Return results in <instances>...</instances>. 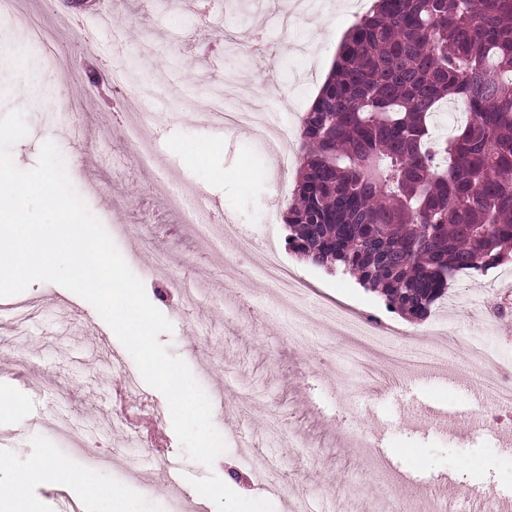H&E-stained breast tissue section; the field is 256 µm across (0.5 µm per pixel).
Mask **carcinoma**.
<instances>
[{"mask_svg":"<svg viewBox=\"0 0 512 512\" xmlns=\"http://www.w3.org/2000/svg\"><path fill=\"white\" fill-rule=\"evenodd\" d=\"M455 103L471 115L436 137ZM286 245L414 321L512 257V0H377L304 113Z\"/></svg>","mask_w":512,"mask_h":512,"instance_id":"carcinoma-1","label":"carcinoma"}]
</instances>
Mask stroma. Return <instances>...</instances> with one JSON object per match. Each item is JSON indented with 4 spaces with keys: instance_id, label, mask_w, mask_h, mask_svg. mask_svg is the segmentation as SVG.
Instances as JSON below:
<instances>
[{
    "instance_id": "obj_1",
    "label": "stroma",
    "mask_w": 512,
    "mask_h": 512,
    "mask_svg": "<svg viewBox=\"0 0 512 512\" xmlns=\"http://www.w3.org/2000/svg\"><path fill=\"white\" fill-rule=\"evenodd\" d=\"M368 8L367 0H318L289 31L274 23L280 0H19L18 13L0 14V114L19 107L28 80L45 90L23 107L28 134L13 148L15 164L35 167L42 143H55L75 190L171 321L159 340L212 398L226 445L212 467L190 459L165 397L96 310L57 284H32L0 298V393L16 407L0 416V458L27 475L20 491L35 512H103L91 489L98 482L121 490L123 512H198L203 485L221 498L215 512H372L383 499L389 512H425L441 482L458 512H471V480L494 499L512 498V444L472 427L485 405L465 383L469 348L512 360V330L489 320L503 295L457 281L460 300L446 319L411 322L353 279L303 263L286 246L288 203L279 194L296 170L278 166L252 128L192 119L230 78L238 94L228 109L260 105L280 127L298 125ZM23 15L48 45L29 38ZM132 88L147 92L137 111L126 105ZM130 125L141 127V145L126 140ZM143 146L155 154L150 174L139 163ZM158 178L203 197L201 223L228 217L274 249L308 284L299 305L310 313L345 307L388 320L400 344L447 333V371L410 378L376 354L377 372L365 378L342 356L347 337L295 317L250 265L199 244L154 188ZM130 381L144 399L141 416L157 421L155 439L135 448L112 425ZM292 431L305 447H289ZM396 448L413 455L396 458ZM48 453L90 485L43 476ZM465 458L476 464L467 476Z\"/></svg>"
}]
</instances>
